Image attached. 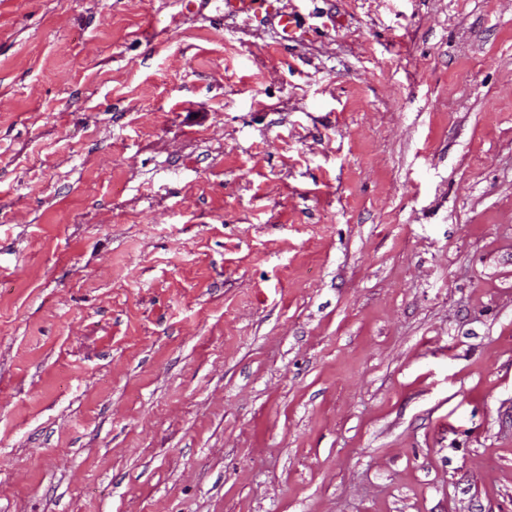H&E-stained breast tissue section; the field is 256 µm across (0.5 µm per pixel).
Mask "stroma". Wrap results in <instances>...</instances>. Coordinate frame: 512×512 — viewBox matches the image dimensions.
<instances>
[{"mask_svg": "<svg viewBox=\"0 0 512 512\" xmlns=\"http://www.w3.org/2000/svg\"><path fill=\"white\" fill-rule=\"evenodd\" d=\"M270 2L0 0V512H512V0Z\"/></svg>", "mask_w": 512, "mask_h": 512, "instance_id": "1", "label": "stroma"}]
</instances>
